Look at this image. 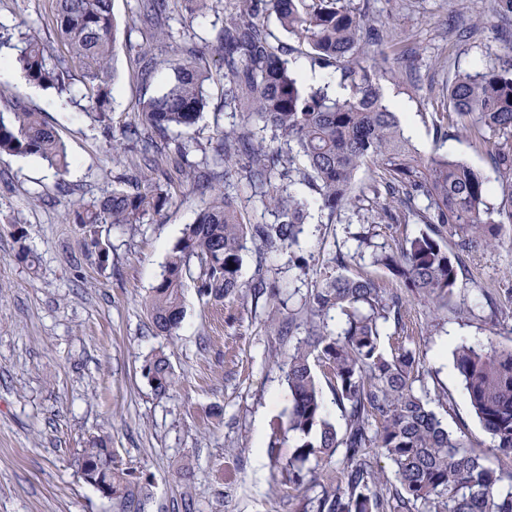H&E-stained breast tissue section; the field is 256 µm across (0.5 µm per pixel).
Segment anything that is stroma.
Wrapping results in <instances>:
<instances>
[{
    "label": "stroma",
    "instance_id": "1",
    "mask_svg": "<svg viewBox=\"0 0 512 512\" xmlns=\"http://www.w3.org/2000/svg\"><path fill=\"white\" fill-rule=\"evenodd\" d=\"M56 0H0V26L54 40ZM120 23L115 48L119 78L112 93V131L104 133L80 107L81 68L72 65L69 93L29 82L22 72L0 79L12 100L37 109L65 141L71 167L58 178L34 156H0V512H119L118 505L78 473L74 461L88 438L104 436L115 462L146 482L141 512H298L301 494L282 485L268 455L281 434L291 395L282 364L289 345L277 322L299 309L308 289L327 269L338 242L355 250L366 225L327 224L310 206L307 231L290 252H243L241 278L264 276L279 299L235 297L221 302L199 292L200 267L191 260L184 286V317L176 334L153 328L146 311L151 288L188 224L211 199L189 174L203 168V147L216 140L238 113L225 109L223 83L208 84V105L190 136L199 143L190 168L162 160L157 182L174 202L144 224L102 225L110 243L107 263L83 245V231L69 221L77 205L123 187L139 143L128 140L113 157L110 139L134 122L142 88L129 56L147 34L136 22L138 0H113ZM373 15L389 36L381 49L394 74L383 82L385 98L400 102V120H413L411 143L424 154L441 149L489 172L484 154L456 130L440 137L430 115L444 109L443 95L455 72H478L503 64V42L512 20L475 28L491 12L490 0H371ZM234 8L218 0L189 16L177 0L167 20L172 41L152 45L159 60L189 32L211 71L224 67L209 43ZM494 251L461 253L462 276L447 312L432 316L424 300L408 299V335L384 336L420 358L416 388L425 389L443 425L464 436L474 454L512 470V457L498 454L472 411L453 364L462 344L494 341L512 347V301L488 307V288L512 289V229ZM162 352L175 379L155 395L143 361ZM186 467L190 481L178 480Z\"/></svg>",
    "mask_w": 512,
    "mask_h": 512
}]
</instances>
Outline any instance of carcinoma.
<instances>
[{
    "label": "carcinoma",
    "mask_w": 512,
    "mask_h": 512,
    "mask_svg": "<svg viewBox=\"0 0 512 512\" xmlns=\"http://www.w3.org/2000/svg\"><path fill=\"white\" fill-rule=\"evenodd\" d=\"M236 11L212 44L224 64V106L248 104L238 123L218 131L212 147V169L206 182L245 181L273 224L244 222L228 192L217 190L198 213L168 257L151 289L147 309L153 327L173 335L183 319L184 279L190 261L200 260L203 295L222 301L229 296L266 293L264 280H241L242 251L250 240L261 249L287 252L306 232L309 203L291 191L294 184L310 188L327 223L341 222L347 211L364 224H421L425 230L388 249L372 237H358L357 250H371V264L388 269L412 294L429 302L433 313L448 308L458 285L459 253L478 245L495 250L502 230L512 226V63L481 72L461 71L446 88V111L431 113L434 126L448 125L481 147L494 177L463 160L438 151L422 155L404 137L397 113L382 101L380 80L392 69L376 62L383 29L371 23L369 2L354 0H236ZM170 0H140L137 19L151 39L171 38L164 19ZM275 14L281 28L308 45L311 65L340 71L345 98H331L323 87L305 90L286 56L291 49L271 42L264 19ZM54 29L59 49L34 35H21L13 64L34 84L67 89L69 61L82 68L86 115L110 129L112 59L116 21L112 0H56ZM133 63L150 87L162 62L150 43L134 47ZM172 75L139 102L138 120L127 134L143 143L131 188L72 211V223L83 227L87 245L100 262L110 246L102 240L103 224H143L160 214L172 196L148 177L158 167V154L177 143L178 158L189 148L178 141L195 125L207 104L205 84L211 75L197 51L181 45L167 62ZM12 117L0 115V154L35 156L63 176L70 160L58 133L42 113L20 103ZM247 162L236 168L234 158ZM371 174L369 194H354L361 168ZM457 237L448 249L443 231ZM352 256L338 252L332 271L305 297V337L288 353L285 380L291 405L284 431L299 439L292 456L268 453L281 482L303 493L299 512H512V471L488 464L473 454L464 439L449 433L429 408L427 393L414 387L419 358L403 347L391 356L379 348L389 329L408 333L406 299L368 273H347ZM336 314V328L328 318ZM320 351L333 379L336 404L345 420L344 433L325 414L310 356ZM454 364L470 405L496 451L512 457V348L493 341L463 344ZM143 371L158 396L174 386L168 358L155 353ZM345 449L340 471L317 477L321 463L336 449ZM378 448L392 461L399 487L383 493V473L369 460ZM87 466L83 479L104 487L122 512H140L145 485L116 465L112 449L97 436L75 460ZM511 489L504 490V485Z\"/></svg>",
    "instance_id": "1"
}]
</instances>
